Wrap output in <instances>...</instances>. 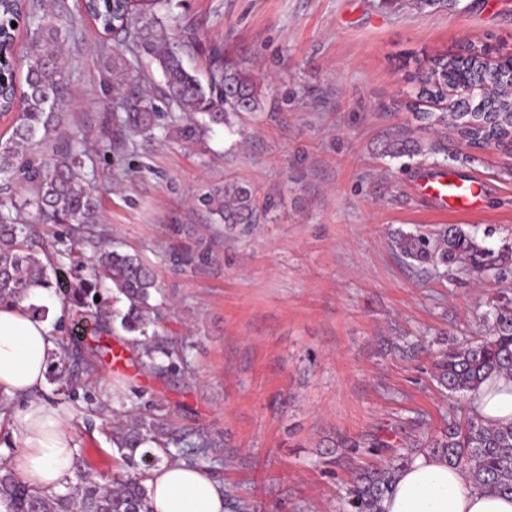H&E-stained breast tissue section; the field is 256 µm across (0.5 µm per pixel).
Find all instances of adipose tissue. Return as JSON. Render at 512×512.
Returning <instances> with one entry per match:
<instances>
[{
  "mask_svg": "<svg viewBox=\"0 0 512 512\" xmlns=\"http://www.w3.org/2000/svg\"><path fill=\"white\" fill-rule=\"evenodd\" d=\"M57 337L28 303L0 306V396L17 401L11 414L15 471L28 484L57 491L72 477L75 452L65 418L43 398ZM153 512H224L223 484L182 461L153 469L146 482ZM382 512H512V497L475 489L459 468L430 452L398 470Z\"/></svg>",
  "mask_w": 512,
  "mask_h": 512,
  "instance_id": "obj_1",
  "label": "adipose tissue"
}]
</instances>
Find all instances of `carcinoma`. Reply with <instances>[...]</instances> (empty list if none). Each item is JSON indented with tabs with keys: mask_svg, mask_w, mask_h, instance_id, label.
Returning <instances> with one entry per match:
<instances>
[{
	"mask_svg": "<svg viewBox=\"0 0 512 512\" xmlns=\"http://www.w3.org/2000/svg\"><path fill=\"white\" fill-rule=\"evenodd\" d=\"M162 2L148 0L132 13L124 0H85L84 10L102 32L116 27L123 40L156 59L165 76L164 95L182 111L206 115L211 122L221 124L229 112L260 110L258 86L238 64L216 59L204 81L186 70L181 55L170 47L165 26L156 17ZM61 33L62 24L31 15L24 80L18 84L9 78L7 97H18V104L7 136H0V183H17L24 194L18 199H0V302L27 300L35 288H52L62 302L88 307L102 305L95 297L108 293L112 300L125 303L121 327L152 342L146 347L150 351L161 338L147 333L158 317L149 303L151 291L156 288L155 273L149 265L135 254L107 246L99 247L96 255L86 259L71 247H61V240L41 255L29 245L37 224H68L71 241L79 244L84 234L95 232L100 220L98 197L80 174L84 167L80 141L57 137L60 108L67 96ZM455 66V57L438 58L431 74L419 81L423 92L441 95L443 77L448 68ZM152 99L153 88L143 86L136 99L124 105L125 116L118 118V125L136 133L150 131L157 117ZM492 118V126L462 131L461 137L474 145L488 136L511 134L512 97L508 91L502 92ZM421 151V143L411 137L390 139L384 144V152L393 157ZM200 202L229 226L257 223L255 193L248 183L226 182ZM394 249L407 263L422 269L456 266L477 278L490 275L499 281L512 279V246L494 250L457 225L448 226L437 236L402 232L394 239ZM63 258L75 270H88V277L76 282L67 279L59 271ZM483 321L485 335L449 344L438 352L434 363L440 388L466 404L467 420L448 425L407 452L390 447L375 435L351 443L350 447L364 448L370 454L390 451L392 455L385 467L364 468L356 473L343 499L342 512H381V501L392 488L395 472L414 454L425 451L448 458L472 484L512 495V423L490 424L475 407L488 380L512 382V297L508 292L489 303ZM170 442L168 430L157 415L139 416L129 424L116 426L112 429L113 449L134 472L115 487L81 475L74 490L65 494H44L0 460V512H153L145 482L148 471L171 456Z\"/></svg>",
	"mask_w": 512,
	"mask_h": 512,
	"instance_id": "cac0c4a2",
	"label": "carcinoma"
}]
</instances>
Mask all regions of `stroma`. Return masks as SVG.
I'll list each match as a JSON object with an SVG mask.
<instances>
[{
	"instance_id": "1",
	"label": "stroma",
	"mask_w": 512,
	"mask_h": 512,
	"mask_svg": "<svg viewBox=\"0 0 512 512\" xmlns=\"http://www.w3.org/2000/svg\"><path fill=\"white\" fill-rule=\"evenodd\" d=\"M35 2L67 27L58 132L86 140L103 237L155 270L154 330L183 351L156 353L168 366L158 376L122 329L120 304L105 305L110 324L97 336H71L74 307L54 318L79 359L44 397L69 416L78 470L104 483L127 475L110 441L116 417L155 413L173 431L171 452L249 512H339L354 470L387 455L338 440L376 435L404 448L464 417L435 379L432 352L401 347L482 336L489 298L512 280L411 266L392 235L456 224L488 247L512 244V148L475 150L455 125L427 127L417 97L437 56L512 52V0H167L161 15L188 70L206 72L217 49L261 92L260 111L199 125L191 138L150 56L100 34L79 0ZM146 78L160 109L149 136L115 121ZM396 135L423 152L382 155ZM441 171L479 179L471 212L420 190ZM233 180L255 189L260 218L246 232L226 230L198 201ZM204 435L215 447H200Z\"/></svg>"
}]
</instances>
